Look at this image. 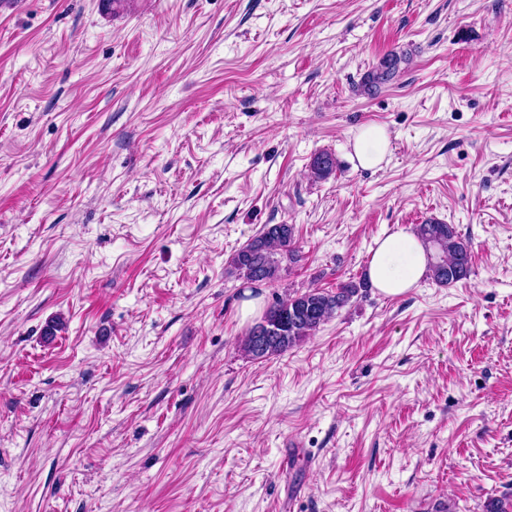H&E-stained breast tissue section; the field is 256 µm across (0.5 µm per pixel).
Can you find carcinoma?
Wrapping results in <instances>:
<instances>
[{
    "mask_svg": "<svg viewBox=\"0 0 512 512\" xmlns=\"http://www.w3.org/2000/svg\"><path fill=\"white\" fill-rule=\"evenodd\" d=\"M409 63L408 52H387L364 74L361 82L363 91L367 94L378 92L399 74L401 65ZM310 171L315 179L326 180L336 172V159L331 153L320 151L311 158ZM415 232L427 247L435 251L429 271L437 284L447 286L469 278L471 244L455 225L429 218L416 225ZM299 258L293 225L267 224L258 236L233 255L229 274L250 283H273L281 278L283 262L292 264L298 262ZM357 291L358 286L350 282L341 285L334 293L310 288L277 299L264 315L268 325L274 328L276 342L259 354L249 332L243 340V350L256 360L287 352L329 322Z\"/></svg>",
    "mask_w": 512,
    "mask_h": 512,
    "instance_id": "1",
    "label": "carcinoma"
}]
</instances>
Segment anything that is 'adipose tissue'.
I'll use <instances>...</instances> for the list:
<instances>
[{
    "label": "adipose tissue",
    "instance_id": "1",
    "mask_svg": "<svg viewBox=\"0 0 512 512\" xmlns=\"http://www.w3.org/2000/svg\"><path fill=\"white\" fill-rule=\"evenodd\" d=\"M389 136L380 126L370 125L360 130L354 143V154L365 168H374L385 160ZM430 255L415 232L400 228L377 239L368 264V278L378 292L387 297H399L415 288L425 277Z\"/></svg>",
    "mask_w": 512,
    "mask_h": 512
}]
</instances>
